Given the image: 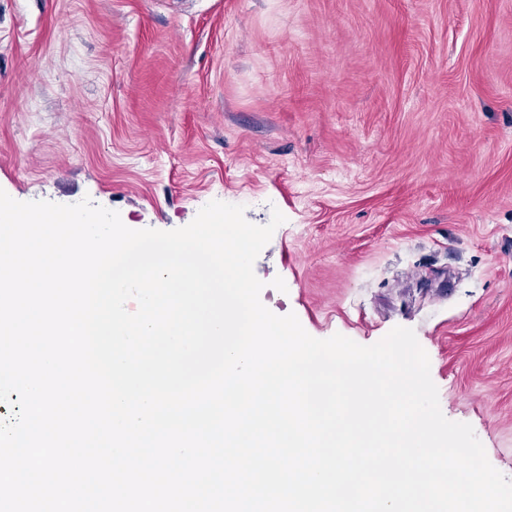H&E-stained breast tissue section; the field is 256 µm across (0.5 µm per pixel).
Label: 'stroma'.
<instances>
[{"instance_id": "1", "label": "stroma", "mask_w": 512, "mask_h": 512, "mask_svg": "<svg viewBox=\"0 0 512 512\" xmlns=\"http://www.w3.org/2000/svg\"><path fill=\"white\" fill-rule=\"evenodd\" d=\"M0 189L137 230L280 211L263 304L413 329L512 478V0H0Z\"/></svg>"}]
</instances>
